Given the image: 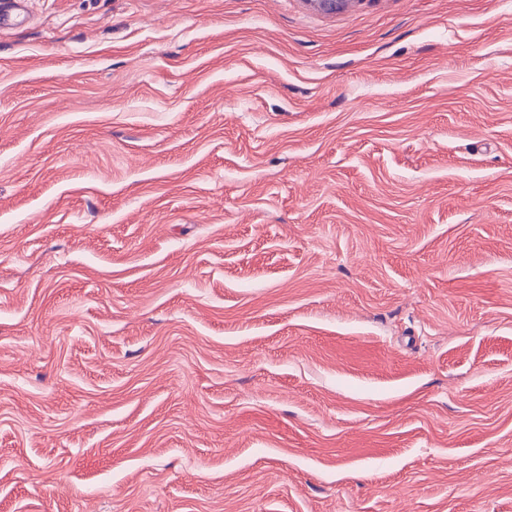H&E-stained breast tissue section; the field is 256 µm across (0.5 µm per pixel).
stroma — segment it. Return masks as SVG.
Wrapping results in <instances>:
<instances>
[{
  "mask_svg": "<svg viewBox=\"0 0 512 512\" xmlns=\"http://www.w3.org/2000/svg\"><path fill=\"white\" fill-rule=\"evenodd\" d=\"M0 512H512V0H30Z\"/></svg>",
  "mask_w": 512,
  "mask_h": 512,
  "instance_id": "1",
  "label": "stroma"
}]
</instances>
